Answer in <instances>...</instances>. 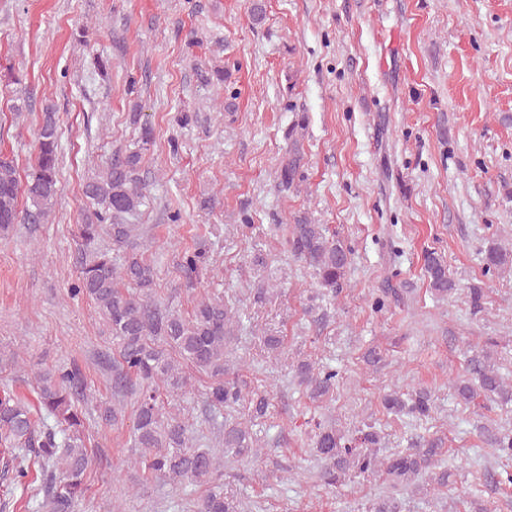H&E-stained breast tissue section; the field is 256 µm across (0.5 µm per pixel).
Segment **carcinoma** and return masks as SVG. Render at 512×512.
<instances>
[{"instance_id": "cac0c4a2", "label": "carcinoma", "mask_w": 512, "mask_h": 512, "mask_svg": "<svg viewBox=\"0 0 512 512\" xmlns=\"http://www.w3.org/2000/svg\"><path fill=\"white\" fill-rule=\"evenodd\" d=\"M37 156L33 172L20 183L14 161L0 158V237L19 224H44L60 194V132L55 112L42 113L36 133ZM155 141L154 128L139 126L138 147L119 153L89 180L83 194L98 210L77 225L80 250L77 274L70 288L74 297L92 301L102 315L112 339V403L95 406L101 420L112 425L126 420L125 401L134 399L131 418L132 447L138 450L133 466L156 479L173 484L205 487L194 512H240L239 503L224 495V459L247 460L260 456L248 427L228 418L220 423L218 454L195 436L189 421L166 410L165 400L186 393L192 374L205 380L203 394L209 420L224 409L245 406L250 417H266L271 406L266 391H244L227 363L233 341L236 313L224 297L202 296L183 313L157 295L158 269L145 255L140 225L129 223L143 203L139 170L143 152ZM26 196L29 207L20 205ZM108 237L112 248L101 245ZM287 251L312 270L320 285L316 297L336 296L351 262L344 248L322 224L299 220L285 228ZM204 246L178 256L176 267L191 287L207 268ZM486 269L506 262L495 244L485 251ZM424 271L432 291L445 297L455 293L448 267L434 252L424 255ZM295 379L315 400L333 396L336 371L307 360L295 366ZM458 396L469 404L477 398L512 403V385L482 348L467 357L466 375L456 381ZM85 368L76 361L46 367L31 381L15 375L0 378V508L31 509V500L15 497L37 484L41 512H77L89 489L94 458L100 456L86 427L90 402ZM381 405L388 414L415 418L431 415L426 390L385 394ZM311 452L319 464L318 478L336 486L352 478L387 477L398 485L422 481L420 489L448 487V471L437 470L443 441L434 438L385 454L374 426L362 424L347 434L331 424L315 423ZM490 455L512 459V430L503 429L489 441ZM366 512H401L393 496L370 503Z\"/></svg>"}]
</instances>
